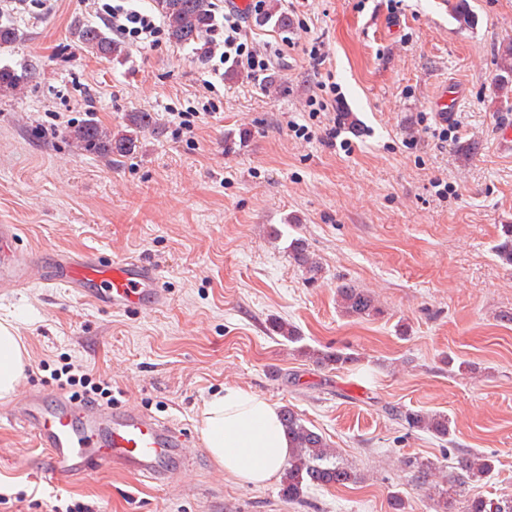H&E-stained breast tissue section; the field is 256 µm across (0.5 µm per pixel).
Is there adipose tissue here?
<instances>
[{
  "label": "adipose tissue",
  "instance_id": "ef3b65f1",
  "mask_svg": "<svg viewBox=\"0 0 512 512\" xmlns=\"http://www.w3.org/2000/svg\"><path fill=\"white\" fill-rule=\"evenodd\" d=\"M27 357L16 327L0 322V399L16 394ZM199 427L214 464L244 485L278 479L291 452L278 406L239 387L225 388L206 402Z\"/></svg>",
  "mask_w": 512,
  "mask_h": 512
}]
</instances>
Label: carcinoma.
I'll return each instance as SVG.
<instances>
[{
    "mask_svg": "<svg viewBox=\"0 0 512 512\" xmlns=\"http://www.w3.org/2000/svg\"><path fill=\"white\" fill-rule=\"evenodd\" d=\"M156 10L166 24L170 42L195 50L197 60L209 54L206 34L216 21L217 7L213 0H153ZM278 30L289 27L288 14L272 4L260 18ZM74 42L88 53L106 60L118 59L126 54L124 44L112 33L89 21L77 19L70 28ZM22 39L20 30L9 23H0V49L8 48ZM497 77L498 87L506 88L512 82V43H508L500 55ZM37 66L30 63L20 68L10 64L0 65V93H14L35 78ZM154 116L149 112H133L128 115L126 129L113 134L94 119L89 118L70 132V140L80 152L99 155L123 156L137 146L141 133L154 127ZM502 264L512 266V225H504L503 241L495 247ZM290 259L306 270L310 277L321 271L318 262L310 255L305 242L297 239L289 247ZM345 314L363 317L379 314L381 310L374 299L364 290L343 285L337 288ZM312 355L319 363L338 368L351 366L356 359L341 351L319 352ZM283 428L292 445L291 456L284 468L280 495L289 502L303 501L305 491L311 487L345 486L353 483L356 476L349 468L333 460L323 436L309 428L297 413L289 408L281 412ZM408 425L425 429L438 437L449 434L448 417L441 414L411 413L406 417ZM494 464L491 457L479 453H467L456 458L448 471V491L435 502V512H512V497L483 498L465 496L466 486L489 475ZM432 463L414 465V482L423 487L430 484L433 476Z\"/></svg>",
    "mask_w": 512,
    "mask_h": 512,
    "instance_id": "cac0c4a2",
    "label": "carcinoma"
}]
</instances>
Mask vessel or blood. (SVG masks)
Instances as JSON below:
<instances>
[{"label": "vessel or blood", "instance_id": "vessel-or-blood-1", "mask_svg": "<svg viewBox=\"0 0 512 512\" xmlns=\"http://www.w3.org/2000/svg\"><path fill=\"white\" fill-rule=\"evenodd\" d=\"M19 227L0 224V288L19 290L33 281L62 284L83 299L115 309L159 306L167 292L158 269L135 258L60 252L35 259L14 250ZM46 451L45 479L64 481L95 469L137 471L158 481L177 480L171 458L185 454L186 437L171 422L128 405L103 406L66 392L31 391L8 412Z\"/></svg>", "mask_w": 512, "mask_h": 512}]
</instances>
